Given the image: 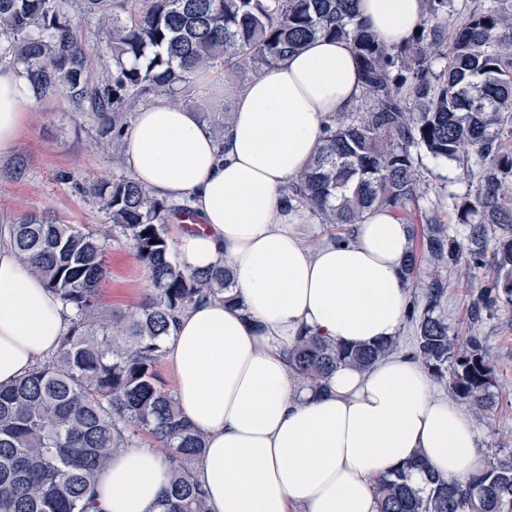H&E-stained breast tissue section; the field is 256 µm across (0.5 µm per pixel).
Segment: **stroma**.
Wrapping results in <instances>:
<instances>
[{"instance_id":"stroma-1","label":"stroma","mask_w":512,"mask_h":512,"mask_svg":"<svg viewBox=\"0 0 512 512\" xmlns=\"http://www.w3.org/2000/svg\"><path fill=\"white\" fill-rule=\"evenodd\" d=\"M253 76L248 68L228 70L223 65L200 73L193 80L189 105L201 120L232 109V88L247 83ZM30 118L11 155L0 157V215L18 220L32 211L48 212L63 224L94 227L105 223L106 215L96 202L81 195L76 182L110 180L127 175L121 159L101 151L91 113L70 111L63 97L32 99ZM24 158L26 170L15 177L11 168L15 158ZM423 175L432 190L418 206L399 211L405 224L414 226V245L419 255L417 281H426L435 261L424 246L429 216H437L449 235L461 229L456 213L447 201L439 199L438 189L449 194L465 193L469 177L445 163L423 161ZM109 277L100 297L107 312L123 314L144 299L149 281L142 263L127 248L111 244L107 252ZM464 272L448 273V293L441 311L461 336L484 337L488 354L496 366L498 404L475 425L485 450L512 449V310H499L472 320V298L463 283Z\"/></svg>"}]
</instances>
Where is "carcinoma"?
Masks as SVG:
<instances>
[{
  "instance_id": "obj_1",
  "label": "carcinoma",
  "mask_w": 512,
  "mask_h": 512,
  "mask_svg": "<svg viewBox=\"0 0 512 512\" xmlns=\"http://www.w3.org/2000/svg\"><path fill=\"white\" fill-rule=\"evenodd\" d=\"M354 2L0 0V60L26 74L35 97L61 94L71 110L94 113L99 145L115 151L127 114L155 94L188 100L197 72L222 63L256 74L312 38L344 39L362 69L361 97L334 119L309 166L284 188V203L348 241L352 232L342 230L372 208L419 203V157L467 173L476 159L478 183L454 202L466 242L432 217L427 248L451 265L491 271L473 299L474 318L512 308V0L472 15L451 37L453 0H423L420 23L397 50L357 21ZM76 11L107 35L95 78ZM76 188L99 203L107 223L87 230L34 212L13 225L18 255L72 317L55 354L0 386V512H101L95 478L144 434L169 464L161 512H208L192 479L204 440L180 418L156 367L180 312L210 296L234 300L231 274L222 264L191 271L176 259L167 224L173 211L193 216L188 206L169 204L130 176ZM112 242L134 253L150 281L148 297L120 321L107 318L100 300ZM447 288L436 274L423 287V306H408L412 359L481 413L495 404L494 367L482 339L459 336L441 314ZM396 347L394 338L351 348L305 334L289 364L299 381L322 389L337 366L366 370ZM377 499L379 512H512V450L464 485L417 460L383 477Z\"/></svg>"
}]
</instances>
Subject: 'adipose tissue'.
Listing matches in <instances>:
<instances>
[{"mask_svg": "<svg viewBox=\"0 0 512 512\" xmlns=\"http://www.w3.org/2000/svg\"><path fill=\"white\" fill-rule=\"evenodd\" d=\"M357 13L397 47L422 4L358 0ZM361 91L349 45L318 38L234 89L223 138L165 97L143 102L125 132L133 178L200 218L175 228L181 264L205 271L221 262L233 277L234 302L196 303L165 340L182 414L205 440L193 476L210 512H378L377 480L416 457L451 482L486 466L471 415L435 396L407 357L338 367L319 391L288 369L298 336L358 346L396 337L405 320L406 224L376 208L346 245L313 248L300 210L280 201L331 118L352 111ZM29 100L26 74L0 65V156L13 151ZM70 325L58 296L18 258L11 225L0 224V385L51 355ZM166 470L157 448L115 454L94 481L102 512H160Z\"/></svg>", "mask_w": 512, "mask_h": 512, "instance_id": "adipose-tissue-1", "label": "adipose tissue"}]
</instances>
